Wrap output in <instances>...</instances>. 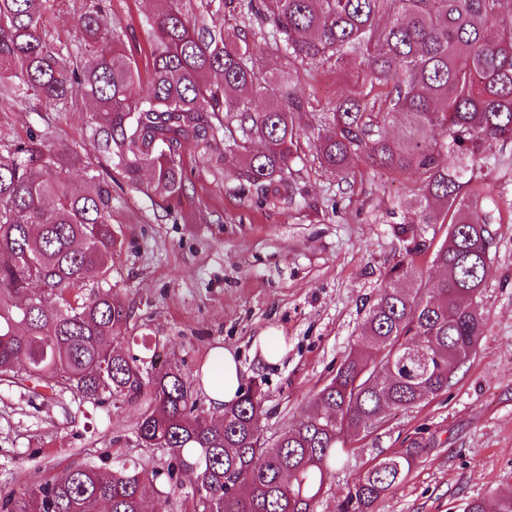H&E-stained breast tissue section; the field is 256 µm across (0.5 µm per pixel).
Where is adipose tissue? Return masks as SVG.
Returning a JSON list of instances; mask_svg holds the SVG:
<instances>
[{
    "label": "adipose tissue",
    "instance_id": "1",
    "mask_svg": "<svg viewBox=\"0 0 512 512\" xmlns=\"http://www.w3.org/2000/svg\"><path fill=\"white\" fill-rule=\"evenodd\" d=\"M201 382L207 402L215 414L233 403L244 384L243 368L233 351L216 347L201 368Z\"/></svg>",
    "mask_w": 512,
    "mask_h": 512
}]
</instances>
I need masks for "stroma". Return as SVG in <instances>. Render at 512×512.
I'll list each match as a JSON object with an SVG mask.
<instances>
[{"instance_id":"35a3bbf8","label":"stroma","mask_w":512,"mask_h":512,"mask_svg":"<svg viewBox=\"0 0 512 512\" xmlns=\"http://www.w3.org/2000/svg\"><path fill=\"white\" fill-rule=\"evenodd\" d=\"M90 0H47L45 36L77 53V23ZM212 15L228 38L247 37L262 50L271 26L248 0H184ZM111 31L133 52L148 51L153 0H107ZM345 79L330 67L303 71L294 85L306 111L290 184L260 198L241 189L234 168L206 165L183 153L184 189L169 201L144 194L122 175L112 180V221L123 246L110 284L130 307V354L176 364L195 382L211 349L237 352L247 385L262 383L266 436L299 421L312 395L336 373L360 334L369 306L405 254L401 235L412 214L400 208L416 176L374 170L364 158L346 180L325 171L310 145L311 128L331 112ZM87 102L54 106L33 95L0 96V153L30 135L80 147L73 181L108 169L88 145ZM493 256L480 305L485 327L475 353L460 364L446 391L387 413L352 439L349 458L333 470L315 512H338L348 488L376 460L413 452L411 471L375 512H464L475 498L494 502L512 490V219L490 225ZM283 337L284 355L266 361L253 339ZM140 408L99 407L73 393L33 383L0 382V486L37 482L74 463L111 459L164 466L166 454L139 446ZM420 448H413V441Z\"/></svg>"}]
</instances>
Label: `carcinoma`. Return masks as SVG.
Masks as SVG:
<instances>
[{"mask_svg":"<svg viewBox=\"0 0 512 512\" xmlns=\"http://www.w3.org/2000/svg\"><path fill=\"white\" fill-rule=\"evenodd\" d=\"M45 2L0 0V85L47 104L88 99L90 145L128 182L148 172V192L179 195L191 145L210 167L232 165L264 194L280 190L305 112L287 84L307 66L343 70L354 60L348 78L361 91L339 95L317 128L320 165L344 176L363 156L380 171L418 175L406 206L417 224L448 225V237L433 255L441 277L425 281L405 259L393 266L309 414L267 438L261 388L216 421L177 366L147 368L125 352L117 338L129 307L104 287L123 244L111 183L96 174L72 182L73 150L33 137L14 144L0 154V380L68 389L91 404L139 401L136 442L169 462L163 471L70 466L1 487L0 512H143L146 498L177 495L186 473L195 475L193 512H314L348 439L447 390L483 334L495 209L475 183L512 166V0H268L271 64L246 38L188 16L182 0H154L145 82L98 5L79 17V62L43 36ZM257 97L268 102L262 111ZM413 463L408 451L380 459L347 487L339 512H373Z\"/></svg>","mask_w":512,"mask_h":512,"instance_id":"obj_1","label":"carcinoma"}]
</instances>
